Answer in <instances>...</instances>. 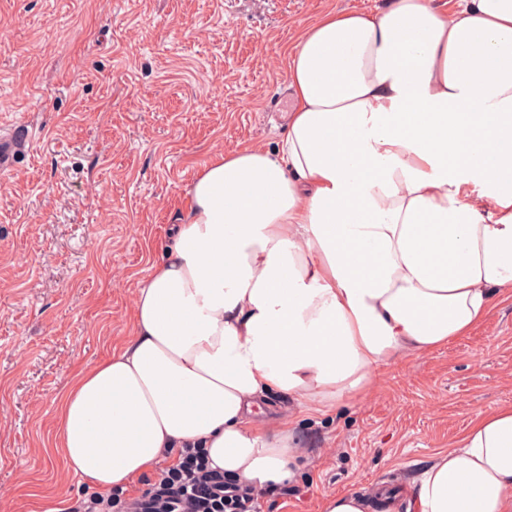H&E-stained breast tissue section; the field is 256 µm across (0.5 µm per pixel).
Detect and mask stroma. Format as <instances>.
Returning a JSON list of instances; mask_svg holds the SVG:
<instances>
[{
	"instance_id": "35a3bbf8",
	"label": "stroma",
	"mask_w": 512,
	"mask_h": 512,
	"mask_svg": "<svg viewBox=\"0 0 512 512\" xmlns=\"http://www.w3.org/2000/svg\"><path fill=\"white\" fill-rule=\"evenodd\" d=\"M392 0H0V126L28 120L33 148L0 179V512L72 506L51 457L71 377L132 334L186 191L208 160L276 148L292 93L286 52L329 11ZM292 414L288 495L260 512H324L327 496L406 512L420 473L472 414L512 406V297L464 336L379 370L361 396Z\"/></svg>"
}]
</instances>
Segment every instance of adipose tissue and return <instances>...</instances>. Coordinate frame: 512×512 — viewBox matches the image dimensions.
Masks as SVG:
<instances>
[{"mask_svg": "<svg viewBox=\"0 0 512 512\" xmlns=\"http://www.w3.org/2000/svg\"><path fill=\"white\" fill-rule=\"evenodd\" d=\"M287 80L281 143L202 166L132 339L58 403L55 446L102 497L184 448L287 480L293 424L255 419L266 395L332 408L512 294V0L324 14ZM409 508L512 512V406L476 411Z\"/></svg>", "mask_w": 512, "mask_h": 512, "instance_id": "1", "label": "adipose tissue"}]
</instances>
